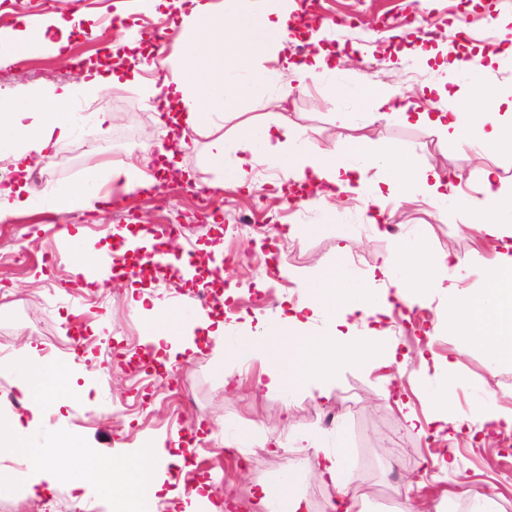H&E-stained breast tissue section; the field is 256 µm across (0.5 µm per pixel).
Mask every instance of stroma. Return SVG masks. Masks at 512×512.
Listing matches in <instances>:
<instances>
[{
  "instance_id": "obj_1",
  "label": "stroma",
  "mask_w": 512,
  "mask_h": 512,
  "mask_svg": "<svg viewBox=\"0 0 512 512\" xmlns=\"http://www.w3.org/2000/svg\"><path fill=\"white\" fill-rule=\"evenodd\" d=\"M116 0H0L7 11L39 16L48 11L79 16L81 33L70 39L67 58L39 56L22 65L0 68V90L28 89L43 84L72 82L78 72L70 61L117 42L119 35L110 25ZM411 0H321L320 14L328 19L355 17L354 26L339 27L337 43L346 45L350 60L338 80L343 84L394 83L409 85L419 92L422 85L442 83L450 92L465 90L467 78L460 61L490 49L505 51L512 46V0H425L422 10L433 37L407 38L399 20L410 14ZM469 31L467 41L455 43L450 36L454 24ZM86 112H108L112 126L102 136L82 130L61 143L51 165L42 167L40 191L61 185H77L86 177V157L112 163L152 153L167 130L158 116L131 90L111 86L97 96L81 98ZM356 106L326 84H312L295 91L285 108L259 105L258 116L295 123L310 131V148H334L344 139H358L374 152L387 146H402L420 165H434L439 171L457 175L461 191L478 195V167L487 163L512 188V151L479 161L474 147L448 141L437 132L407 125L395 118L368 125L343 124L339 113ZM205 145L198 142L181 154L179 161L187 183H168L167 206L155 195L124 197L104 213L75 212L61 217L35 211L0 223V290L12 301L0 305V427L10 428L17 416L11 400L16 394L14 380L21 363L23 342L37 343L46 361L73 358L77 361V383L85 388L82 399L64 405L50 404L43 412L38 436L50 446L56 432L67 431L84 447L99 452L110 450L127 457L146 448L157 437L186 433L190 426L237 433L261 425L267 435L284 444L282 452L252 451L227 455L221 439L203 438L193 457L194 470L184 482L192 490L202 479L212 482L214 501L224 512H251V494L261 484L281 479L294 471L307 493L311 512H333L336 490L313 480L312 459L293 452L300 435L311 434L324 441L340 439L349 449L355 484L366 498L367 512H408L410 505L425 500L436 505L443 491L453 494L448 512H469L468 496L458 494L452 473L442 472L434 463L436 453L451 447L458 470L472 480L474 488L496 495L500 512H512V445L483 440L479 410L512 409V362L491 364L479 348L461 337L437 329L443 318L450 289L476 293L485 286L483 260L491 256L469 223L454 212L438 213L425 203H402L392 218L399 225L396 235L374 236L363 222L364 204L355 198L336 203V213L291 202L281 193L272 171L256 167L248 172L246 187L213 189L214 173L204 161ZM209 206L200 209L199 197ZM252 218L248 227L238 225L240 213ZM149 222L153 232L166 225L180 227L175 251H197L206 245H222L228 314L275 315L276 301L298 298L299 283L314 279L321 266L334 264L339 248L352 258L355 275L366 274L391 251L399 239L424 232L435 253L467 255L479 253V261L448 272L438 288L432 289L419 312L428 316L425 325L390 334L399 353L410 362L396 370L401 401L386 395L387 384L380 371L364 365L342 367L324 385V394L311 398L305 391L293 397L253 391V369L225 363V379L213 373L210 350L179 359L170 376H158L153 365L143 364L141 317L129 308L123 288L105 283L98 290L83 291L69 271L68 240L58 237L57 226L82 228L83 243L98 246L113 229L139 228ZM317 224L319 235L304 240L283 237L284 225ZM273 243L278 264L288 267L283 278L264 262L262 245ZM148 293L188 308L198 305L196 291L169 273H153L143 281ZM454 361L459 380L451 393L449 408L463 419V430L452 439L430 441L409 431L403 422L399 402L408 403L420 420L433 413L432 399L442 383V368ZM185 392L183 406L170 405L171 388ZM337 411L334 428L321 424L323 415Z\"/></svg>"
}]
</instances>
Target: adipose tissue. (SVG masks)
Listing matches in <instances>:
<instances>
[{
    "label": "adipose tissue",
    "instance_id": "obj_1",
    "mask_svg": "<svg viewBox=\"0 0 512 512\" xmlns=\"http://www.w3.org/2000/svg\"><path fill=\"white\" fill-rule=\"evenodd\" d=\"M143 9L156 11L163 4L177 9L181 36L173 56L155 61L140 55L129 58L126 66L109 74L85 72L79 82L52 83L20 93L0 90V160L35 164L50 162L51 151L72 136L76 115L74 104L108 85L128 87L153 110L169 113L177 125L180 148L190 138L209 140L205 162L218 173L216 189L245 185V168L258 163L281 171L285 180L298 185H317L309 205L327 207L331 197L354 195L364 203L363 219L371 227L379 220L391 198H418L437 210L453 207L463 214L479 215L478 233L493 242V255L487 259V286L477 294H461L448 301L447 314L440 325L462 337L471 346L481 348L490 361H512V224L505 220L512 213V190L481 168V195L468 198L444 174L433 166L418 167L399 146H391L382 156L372 155L358 140L338 143L335 149L309 150L306 128L254 116L259 103L284 105L295 87L336 76L322 49L310 59L291 60L292 44L288 27L290 15L279 0L249 7L245 0H224L222 8H213L209 0H139ZM69 35L73 25L61 14L47 13L31 20L19 19L17 25L0 27V67L17 64L40 55H60L62 40L49 38L51 30ZM274 54L276 67L260 68L256 62ZM488 64L467 63L470 93L459 98L451 109L430 112L420 109L399 86L378 90L360 86L352 98L370 102L366 121L375 122L393 114L404 123L442 133L457 142L478 144L480 157L512 147V113L500 112L504 92L488 81ZM163 69L161 80L146 79L144 71ZM290 71L291 81L281 79ZM232 106L240 120L232 137L221 133L225 106ZM119 185L128 196L143 195L159 185L148 165L94 161L88 167V181L79 186H63L49 194L37 192L28 176L0 185V223L42 207L57 214L78 211L102 213L109 199L108 188ZM459 255L431 253L423 238L401 244L383 255L377 272L367 279H351L347 260L338 257L334 266L306 284L291 309H278L275 317L244 319L236 325L235 343L224 347L227 324L200 312L186 322L182 308L170 301L152 299L144 303L137 289H129V306L143 320V346L152 354H164L168 363L197 352L200 341L213 344L216 376H223L225 359L239 364L259 363L254 390L292 393L298 389H317L350 362L373 367H388L397 361L395 348L383 345L387 329L383 317L396 303L411 306L423 302L430 289L437 287L442 275L464 266ZM383 279L384 296L372 288ZM322 321L318 332H311L314 321ZM27 364L15 386L30 402L31 417L14 420L10 431H0V455L12 453L15 437L38 429L41 406L59 393L81 396L74 375L65 367L44 362L38 346H23ZM58 456L36 445L25 450L27 468L14 477L29 496H39L59 484H67L78 494L94 485L103 499L120 504L123 512H157L161 499H179L182 512H222L212 499L208 483L196 485L191 494L182 490H164L157 474L158 464L173 465L190 472L184 454L157 444L147 452L119 458L105 453L87 454L79 439L69 435L58 439ZM297 453L313 458L311 475L333 485L342 501H358L353 482V466L347 449H332L308 438L296 447ZM310 512V502L296 487L294 476L282 478L276 485L261 486L253 496L252 512Z\"/></svg>",
    "mask_w": 512,
    "mask_h": 512
}]
</instances>
